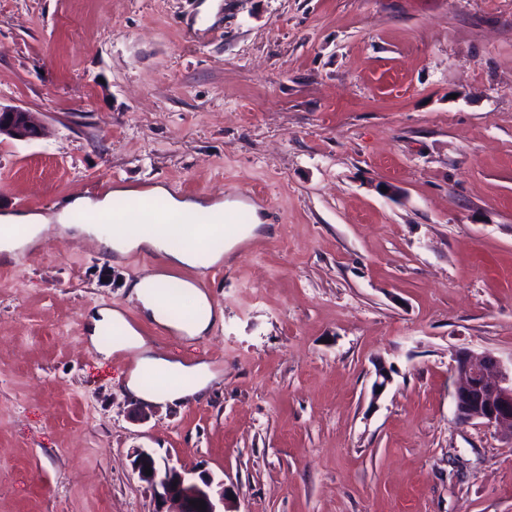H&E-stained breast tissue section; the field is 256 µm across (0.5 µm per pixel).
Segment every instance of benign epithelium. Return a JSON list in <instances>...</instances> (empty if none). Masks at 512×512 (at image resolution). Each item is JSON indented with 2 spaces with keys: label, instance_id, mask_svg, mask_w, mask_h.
Listing matches in <instances>:
<instances>
[{
  "label": "benign epithelium",
  "instance_id": "7a95c632",
  "mask_svg": "<svg viewBox=\"0 0 512 512\" xmlns=\"http://www.w3.org/2000/svg\"><path fill=\"white\" fill-rule=\"evenodd\" d=\"M34 140L42 135V125L30 112L0 105V136ZM454 408L461 424L479 423L500 432L512 442V365L505 366L490 353L457 352L454 358ZM133 472L153 496L152 512H223L227 504L224 481L201 473L193 477L168 463L160 464L152 453L133 451ZM152 474H146V470ZM203 501L206 510L190 505Z\"/></svg>",
  "mask_w": 512,
  "mask_h": 512
}]
</instances>
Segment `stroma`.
<instances>
[{
  "label": "stroma",
  "mask_w": 512,
  "mask_h": 512,
  "mask_svg": "<svg viewBox=\"0 0 512 512\" xmlns=\"http://www.w3.org/2000/svg\"><path fill=\"white\" fill-rule=\"evenodd\" d=\"M202 2L0 0V104L44 127L0 137L1 214L162 184L271 228L170 270L224 311L203 338L129 301L159 254L50 232L0 263V512H152L136 448L234 512H512V445L456 422L452 371L512 363V0H220L200 29ZM103 305L205 395L126 394Z\"/></svg>",
  "instance_id": "stroma-1"
}]
</instances>
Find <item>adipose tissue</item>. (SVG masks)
I'll return each mask as SVG.
<instances>
[{
	"mask_svg": "<svg viewBox=\"0 0 512 512\" xmlns=\"http://www.w3.org/2000/svg\"><path fill=\"white\" fill-rule=\"evenodd\" d=\"M152 195L163 198L166 209L172 216L177 217L184 226H191L197 219L204 218L210 223H223L226 217L232 216L238 207L234 201H208L204 199H189L174 194L165 186L158 185L152 188ZM143 196L137 190L117 187L102 197L90 198L80 196L73 198L55 219L36 213L7 212L0 214V254L5 257H15L18 250L36 244L42 233L48 229L50 222H57L61 229L73 230L75 234L97 237L108 253L115 258H122L132 251H151L162 254L165 261L152 273L129 283V294L139 303L141 309L156 323H166L157 299L151 287L154 283L166 281L168 269L175 267H191L196 271H203L210 265L223 260L224 254L220 251H202L200 246L189 249L174 247L170 239L173 235L172 224L162 225L159 232L154 234H138L132 232L131 227L142 221L145 212L139 209L138 203ZM85 211L98 216L116 218L110 234L104 235L99 231L97 223L72 225L68 222V214L72 211ZM188 292L195 301V308L191 316L183 325L184 332L192 338L207 336L218 324L223 322V311L215 309L207 293L196 285H189ZM118 329L119 334L112 347L116 350L135 349L140 353L136 369L126 381L127 390L138 400L146 404L159 401V394L149 391L146 381L171 374L174 376L189 375L193 382L191 385H178L167 394L169 400L179 401L188 397L199 396L206 392L214 379L208 365L197 364L191 367L174 363L166 358L157 356L146 340L132 328L126 321L123 313L116 308L102 306L95 310L90 331L98 333L105 326Z\"/></svg>",
	"mask_w": 512,
	"mask_h": 512,
	"instance_id": "1",
	"label": "adipose tissue"
}]
</instances>
